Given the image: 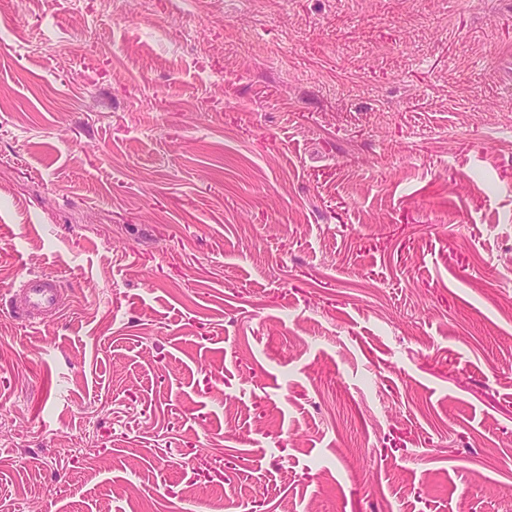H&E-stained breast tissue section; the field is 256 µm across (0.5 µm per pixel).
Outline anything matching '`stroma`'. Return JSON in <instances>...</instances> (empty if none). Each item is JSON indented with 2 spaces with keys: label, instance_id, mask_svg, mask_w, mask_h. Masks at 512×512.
<instances>
[{
  "label": "stroma",
  "instance_id": "35a3bbf8",
  "mask_svg": "<svg viewBox=\"0 0 512 512\" xmlns=\"http://www.w3.org/2000/svg\"><path fill=\"white\" fill-rule=\"evenodd\" d=\"M0 512H512V0H0ZM13 292V317L31 327L57 315L65 304L58 279L49 274H25L16 281Z\"/></svg>",
  "mask_w": 512,
  "mask_h": 512
}]
</instances>
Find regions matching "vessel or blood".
Wrapping results in <instances>:
<instances>
[{
  "label": "vessel or blood",
  "instance_id": "obj_1",
  "mask_svg": "<svg viewBox=\"0 0 512 512\" xmlns=\"http://www.w3.org/2000/svg\"><path fill=\"white\" fill-rule=\"evenodd\" d=\"M64 304L56 277L29 273L21 276L14 285L11 312L15 319L34 326L57 315Z\"/></svg>",
  "mask_w": 512,
  "mask_h": 512
}]
</instances>
